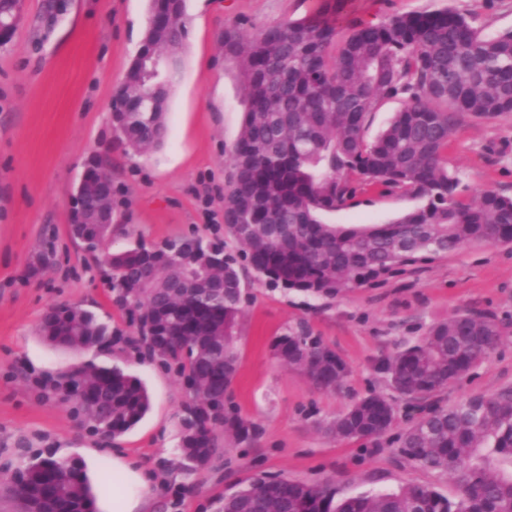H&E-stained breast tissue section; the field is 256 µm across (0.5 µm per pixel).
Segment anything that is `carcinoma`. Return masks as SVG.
<instances>
[{
	"label": "carcinoma",
	"mask_w": 512,
	"mask_h": 512,
	"mask_svg": "<svg viewBox=\"0 0 512 512\" xmlns=\"http://www.w3.org/2000/svg\"><path fill=\"white\" fill-rule=\"evenodd\" d=\"M347 0H324L320 10L246 38L224 28V57L241 84L243 121L231 151L233 169L224 195V232L242 247L246 265L272 288L334 296L396 268L467 245L512 244V198L483 191L457 195L458 179L444 153L464 115L512 112V30L485 34L456 8L394 15L379 24H355L341 38L337 21ZM186 0H150L146 34L132 62L122 106L112 107L114 140L142 153L159 149L171 87L180 67L169 56L164 72L152 60L182 45ZM156 94V111L140 106ZM404 106L372 141L363 131L370 113L389 98ZM85 211L101 204L96 186L111 173L85 171ZM400 190L421 204L382 224H328L324 215L354 197L356 187ZM70 232L102 269L130 330L112 329L89 309L61 305L43 316L40 335L52 346L90 348L110 342L150 363L174 369L190 401L202 407L224 398V415L206 431L180 415V470L198 472L224 448L220 438L252 443L255 423L231 401L238 369L236 330L243 311L239 262L224 241L180 236L182 261H170L163 244L143 241L120 252H92L93 224ZM512 327L492 314L460 313L431 325L427 336L384 360L390 388L426 400L461 379L498 347ZM327 345L306 333L279 337L278 360L300 370L320 391L343 378L336 362L322 360ZM71 404L90 433L116 440L149 409L142 382L123 366L74 365L47 381ZM397 422L394 403L372 394L328 424L347 441L377 440ZM400 456L427 471L446 473L457 487L448 498L428 484L408 483L389 492L336 496L329 483L308 484L254 474L224 493L216 512H512V389L476 396L450 407L433 406L402 430ZM38 456L15 472L11 493L22 509L95 512L83 464Z\"/></svg>",
	"instance_id": "carcinoma-1"
}]
</instances>
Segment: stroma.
I'll use <instances>...</instances> for the list:
<instances>
[{
	"instance_id": "obj_1",
	"label": "stroma",
	"mask_w": 512,
	"mask_h": 512,
	"mask_svg": "<svg viewBox=\"0 0 512 512\" xmlns=\"http://www.w3.org/2000/svg\"><path fill=\"white\" fill-rule=\"evenodd\" d=\"M57 17L45 0H22L23 21L0 46V512H20L7 493L18 466L37 452L81 458L96 512H112L118 468L146 475L140 512H213L212 501L255 473L301 482H332L338 495L423 483L454 492L447 474L403 460L395 444L342 441L326 430L353 402L393 397L398 428L426 411V402L393 396L379 364L426 336L430 326L461 312H489L512 322V246L471 245L402 267L333 297L267 288L243 269V314L233 401L258 424L253 444L227 443L204 470L172 469L186 392L171 371L115 347L69 350L44 343L43 313L70 304L95 311L111 326L125 320L94 260L69 231L72 191L93 154L106 157L121 185L128 220L116 226L108 251L137 241L159 243L199 233L223 235L230 152L241 126V88L224 61L225 27L247 36L311 14L320 0H186L188 34L171 94L165 145L127 153L113 142L112 102L143 40L149 0H61ZM463 10L484 33L512 29V0H350L338 22L377 23L394 14ZM457 193L493 190L512 196V112L463 116L448 144ZM400 191H358L331 224H380L412 210ZM53 256H45V243ZM320 337L342 359L336 391L317 390L282 365L273 341L292 331ZM122 365L151 396L149 412L114 442L88 434L46 375L76 362ZM512 388V335L487 362L435 399L450 406Z\"/></svg>"
}]
</instances>
